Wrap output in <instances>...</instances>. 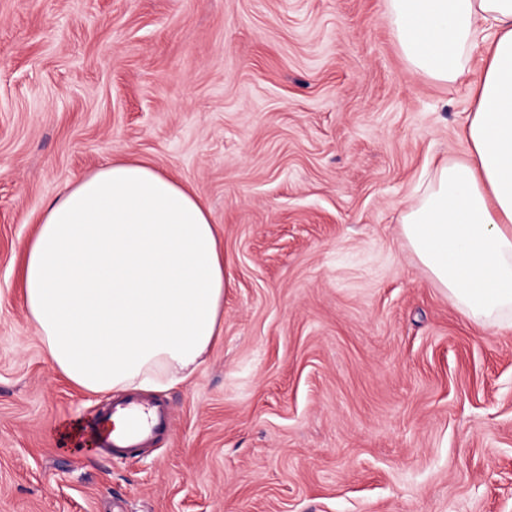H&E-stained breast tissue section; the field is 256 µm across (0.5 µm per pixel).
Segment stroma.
<instances>
[{
  "label": "stroma",
  "instance_id": "obj_1",
  "mask_svg": "<svg viewBox=\"0 0 512 512\" xmlns=\"http://www.w3.org/2000/svg\"><path fill=\"white\" fill-rule=\"evenodd\" d=\"M388 0H0V512H512V328L402 231L458 158L474 73H417ZM145 160L211 209L224 331L147 391L124 460L67 429L112 396L54 366L20 244L66 183Z\"/></svg>",
  "mask_w": 512,
  "mask_h": 512
}]
</instances>
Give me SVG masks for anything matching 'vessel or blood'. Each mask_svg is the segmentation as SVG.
I'll list each match as a JSON object with an SVG mask.
<instances>
[{"label":"vessel or blood","instance_id":"obj_1","mask_svg":"<svg viewBox=\"0 0 512 512\" xmlns=\"http://www.w3.org/2000/svg\"><path fill=\"white\" fill-rule=\"evenodd\" d=\"M119 407L125 410L129 420L125 431L115 432L112 415L108 412L96 415L90 426L97 446L111 457L121 458L142 448L169 425L168 413L162 405L146 409L130 399L121 401Z\"/></svg>","mask_w":512,"mask_h":512}]
</instances>
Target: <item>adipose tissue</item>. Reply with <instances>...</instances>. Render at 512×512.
Masks as SVG:
<instances>
[{"instance_id": "ef3b65f1", "label": "adipose tissue", "mask_w": 512, "mask_h": 512, "mask_svg": "<svg viewBox=\"0 0 512 512\" xmlns=\"http://www.w3.org/2000/svg\"><path fill=\"white\" fill-rule=\"evenodd\" d=\"M401 51L441 81L482 48L465 157L421 184L403 235L475 323L512 327V0H389ZM24 304L45 350L91 393L188 384L224 331V250L198 195L110 160L69 182L22 244Z\"/></svg>"}]
</instances>
